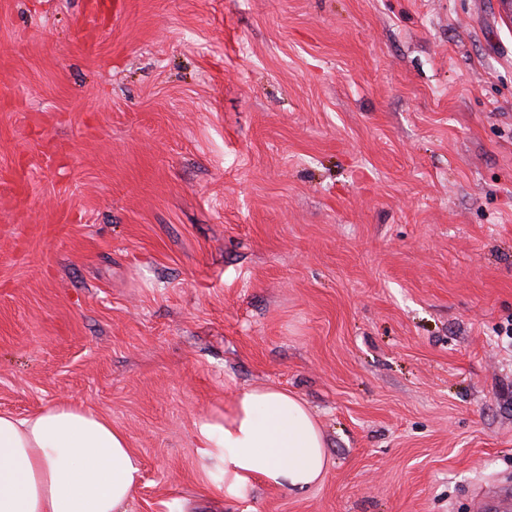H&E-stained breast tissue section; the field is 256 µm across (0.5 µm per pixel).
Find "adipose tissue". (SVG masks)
<instances>
[{"instance_id":"ef3b65f1","label":"adipose tissue","mask_w":512,"mask_h":512,"mask_svg":"<svg viewBox=\"0 0 512 512\" xmlns=\"http://www.w3.org/2000/svg\"><path fill=\"white\" fill-rule=\"evenodd\" d=\"M196 438L222 465L228 499L257 481L308 490L330 462L313 412L273 387L241 391L223 416L200 421ZM140 479V459L107 418L66 403L0 412V512H125Z\"/></svg>"}]
</instances>
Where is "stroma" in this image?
Here are the masks:
<instances>
[{"mask_svg": "<svg viewBox=\"0 0 512 512\" xmlns=\"http://www.w3.org/2000/svg\"><path fill=\"white\" fill-rule=\"evenodd\" d=\"M0 411L111 420L128 512H475L512 485L498 0H0ZM317 415L303 492L197 423ZM199 452L224 470V497L238 499L253 482L306 491L324 478L329 454L320 424L286 390L241 391L224 416L197 424Z\"/></svg>", "mask_w": 512, "mask_h": 512, "instance_id": "1", "label": "stroma"}]
</instances>
